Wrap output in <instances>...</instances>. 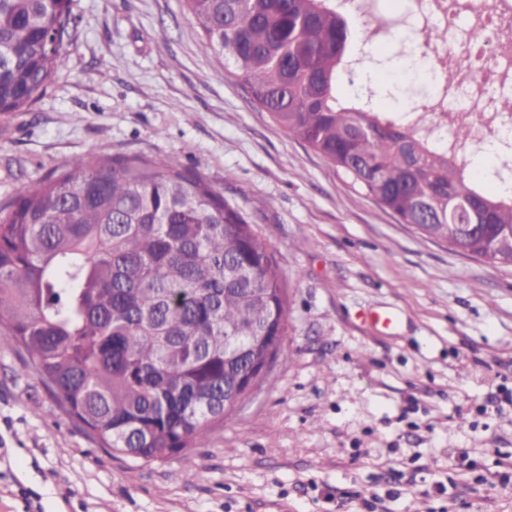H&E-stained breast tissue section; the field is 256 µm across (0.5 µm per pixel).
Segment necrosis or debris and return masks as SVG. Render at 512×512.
<instances>
[{
  "label": "necrosis or debris",
  "instance_id": "necrosis-or-debris-1",
  "mask_svg": "<svg viewBox=\"0 0 512 512\" xmlns=\"http://www.w3.org/2000/svg\"><path fill=\"white\" fill-rule=\"evenodd\" d=\"M461 21L470 31L467 45L463 53H448L435 43L433 32ZM396 26L414 40L415 58L426 63L431 76V92L419 104L432 118L431 136L465 154L490 144L512 148V103L486 111L477 102V90L485 81L512 89V0H407ZM451 60L461 62L465 80L448 99L442 92L443 68ZM464 111L472 115L465 127L459 124Z\"/></svg>",
  "mask_w": 512,
  "mask_h": 512
}]
</instances>
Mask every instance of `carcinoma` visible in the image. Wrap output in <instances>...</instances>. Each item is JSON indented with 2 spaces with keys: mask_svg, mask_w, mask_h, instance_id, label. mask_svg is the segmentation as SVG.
<instances>
[{
  "mask_svg": "<svg viewBox=\"0 0 512 512\" xmlns=\"http://www.w3.org/2000/svg\"><path fill=\"white\" fill-rule=\"evenodd\" d=\"M207 43L281 129L455 252L512 267V194L437 150L427 114L342 99L355 18L334 0H186ZM70 11L0 0V114L56 73ZM455 224H481L460 240ZM288 293L240 210L174 157H77L0 208V336L100 444L165 461L206 444L249 382L273 383Z\"/></svg>",
  "mask_w": 512,
  "mask_h": 512,
  "instance_id": "1",
  "label": "carcinoma"
}]
</instances>
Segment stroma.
Wrapping results in <instances>:
<instances>
[{
  "instance_id": "35a3bbf8",
  "label": "stroma",
  "mask_w": 512,
  "mask_h": 512,
  "mask_svg": "<svg viewBox=\"0 0 512 512\" xmlns=\"http://www.w3.org/2000/svg\"><path fill=\"white\" fill-rule=\"evenodd\" d=\"M69 7L56 77L0 114V207L78 156L177 157L267 241L288 337L273 387L151 464L72 424L0 337V512H512V267L422 237L288 137L185 0Z\"/></svg>"
}]
</instances>
